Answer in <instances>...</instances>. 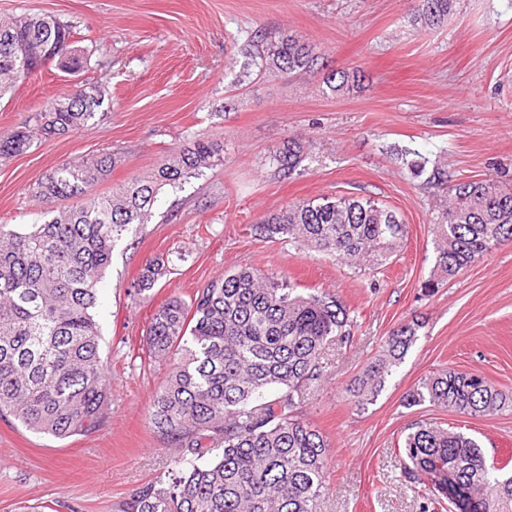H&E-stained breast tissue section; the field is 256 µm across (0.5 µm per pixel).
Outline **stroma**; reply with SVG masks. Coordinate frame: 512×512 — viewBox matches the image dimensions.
Wrapping results in <instances>:
<instances>
[{
  "label": "stroma",
  "mask_w": 512,
  "mask_h": 512,
  "mask_svg": "<svg viewBox=\"0 0 512 512\" xmlns=\"http://www.w3.org/2000/svg\"><path fill=\"white\" fill-rule=\"evenodd\" d=\"M56 17L84 58L68 72L50 62L0 99V133L34 124L52 99L89 83L103 104L72 134L33 136L0 158V224H33L32 189L50 169L100 153L116 163L92 196L150 173L188 139L224 144V160L182 190L164 191L149 224L116 246L95 319L112 401L105 425L59 440L0 419V512H39L63 502L113 512L116 502L169 464V445L147 409L168 363L148 360L143 337L155 309L190 298L241 268L286 277L308 292L336 294L356 318L353 339L331 343L320 381L302 391L299 415L331 444L329 489L317 512H420L400 478L395 447L410 424L461 427L487 457L512 453V408L462 416L405 394L454 368L512 393V244L491 250L439 287H428L434 226L451 182L494 177L512 187V0H459L441 26L413 21L414 0H0V19ZM285 29L317 45L321 70L241 79L237 45L251 31ZM357 72L350 92L330 96L329 70ZM296 140L303 162L287 180L268 157ZM358 196L398 213L406 235L384 267L340 263L250 227L290 204ZM179 201V215L161 212ZM164 255L171 274L147 298L133 285L146 259ZM418 320L404 362L366 408L346 391L397 326Z\"/></svg>",
  "instance_id": "35a3bbf8"
}]
</instances>
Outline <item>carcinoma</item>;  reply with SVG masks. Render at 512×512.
Here are the masks:
<instances>
[{
    "mask_svg": "<svg viewBox=\"0 0 512 512\" xmlns=\"http://www.w3.org/2000/svg\"><path fill=\"white\" fill-rule=\"evenodd\" d=\"M458 0H417V18L443 23ZM70 27L44 15L0 22V96L25 82L44 60L79 70ZM244 69L257 74L313 72L317 47L286 31L260 28L239 46ZM355 74L325 79L333 95ZM103 103L95 85L52 100L36 116L47 137L78 131ZM31 142L21 126L0 136V158ZM300 143L270 154L279 178L302 161ZM224 161V145L198 136L149 175L114 193L88 197L112 173L101 153L51 169L33 188L49 218L40 224H0V419L57 439L88 435L106 422L111 401L94 317L112 251L133 228L154 216L159 195ZM73 204L58 210L60 200ZM254 235L288 239L350 265L381 267L396 253L406 224L393 210L359 197L307 200L252 225ZM433 279H445L512 242V188L493 177L459 181L435 224ZM169 273V259L146 260L134 288L139 298ZM354 317L326 292H301L285 277L241 268L212 280L190 300L172 296L154 312L146 332L150 354L172 365L149 405L153 431L175 447L166 470L134 490L115 512H314L328 489L330 443L297 410L301 391L320 380L326 345L349 343ZM415 325L393 330L354 381L357 406L372 403L402 363ZM464 416H492L512 407V395L482 377L454 369L434 374L405 396ZM222 447L208 459L204 443ZM398 453L410 487L423 490L420 512H512V455L488 460L478 441L435 422L411 427Z\"/></svg>",
    "mask_w": 512,
    "mask_h": 512,
    "instance_id": "cac0c4a2",
    "label": "carcinoma"
}]
</instances>
